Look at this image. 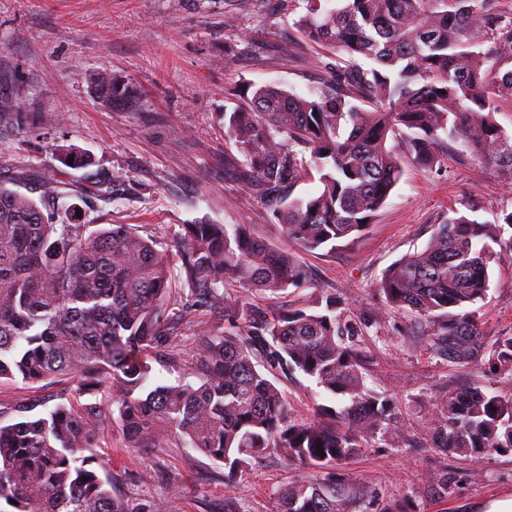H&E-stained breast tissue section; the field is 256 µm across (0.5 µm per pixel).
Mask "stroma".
Instances as JSON below:
<instances>
[{
  "mask_svg": "<svg viewBox=\"0 0 512 512\" xmlns=\"http://www.w3.org/2000/svg\"><path fill=\"white\" fill-rule=\"evenodd\" d=\"M306 8V0H0V95L19 107L18 119L0 122V181L25 193L38 180H53L60 203L79 205L82 223L126 224L162 244L184 224H248L288 248L263 200L240 182L241 157L224 139V113L260 86L307 95L334 82L346 55L298 27ZM102 72L126 90L109 107L96 96ZM69 146L84 151L91 166L62 164ZM96 175L113 177L109 194L90 191ZM453 210L496 222L512 211V188L493 169L456 154L431 170L407 165L361 235L331 252L292 249L308 276L303 287L256 297L285 309L333 294L376 318L369 344L376 366L367 384L396 396L413 434L448 391L494 382L427 351L422 338L430 325L386 307L378 291L389 266L423 248L434 224ZM475 315L487 341L512 336V250L497 249ZM278 386L298 418L329 402L298 373L280 377ZM103 454L125 498L161 502L165 512H224L228 494L240 512H268L274 491L300 477L268 459L231 490L222 466L198 451L161 448L146 458L116 432ZM439 460L377 438L345 469L376 489L381 506L410 496L422 512H472L512 497V454L476 462L449 456L444 499L427 490Z\"/></svg>",
  "mask_w": 512,
  "mask_h": 512,
  "instance_id": "stroma-1",
  "label": "stroma"
}]
</instances>
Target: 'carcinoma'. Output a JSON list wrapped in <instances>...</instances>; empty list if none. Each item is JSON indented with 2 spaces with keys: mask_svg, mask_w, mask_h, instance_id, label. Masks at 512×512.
<instances>
[{
  "mask_svg": "<svg viewBox=\"0 0 512 512\" xmlns=\"http://www.w3.org/2000/svg\"><path fill=\"white\" fill-rule=\"evenodd\" d=\"M323 2L307 0L298 25L371 67H340L334 84L308 96L261 86L224 113L244 187L263 197L291 243L335 250L372 222L405 165L431 169L452 150L512 187V132L495 119L512 105V11L500 0ZM96 87L107 101L123 95L108 74ZM315 178V193L297 194ZM38 190L34 199L0 182V380L66 379L73 388L40 414L35 404L0 411V501L12 512H162L117 491L97 449L118 429L141 455L201 452L224 466L228 487L271 456L316 472L275 492L272 512H368L375 490L340 466L378 435L409 444L396 401L367 385L375 322L334 297L271 310L219 293L228 278L256 291L305 283L293 255L246 224H184L160 250L126 224L89 229L77 205L57 206L51 182ZM507 228L512 212L489 224L454 211L423 249L389 267L379 291L432 325L427 349L511 381L512 336L486 349L468 312L488 291L489 243L512 249ZM216 309L237 332L200 331L194 381L154 383L152 363L180 362L183 321ZM295 372L344 406L294 419L275 377ZM425 430L433 451L463 460L510 453L512 395L455 389ZM428 483L448 496V466Z\"/></svg>",
  "mask_w": 512,
  "mask_h": 512,
  "instance_id": "obj_1",
  "label": "carcinoma"
}]
</instances>
